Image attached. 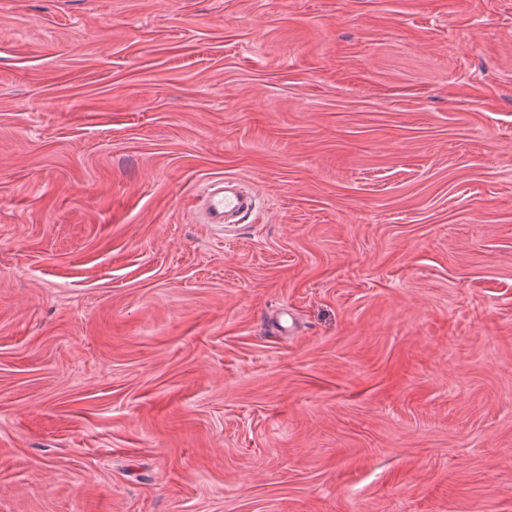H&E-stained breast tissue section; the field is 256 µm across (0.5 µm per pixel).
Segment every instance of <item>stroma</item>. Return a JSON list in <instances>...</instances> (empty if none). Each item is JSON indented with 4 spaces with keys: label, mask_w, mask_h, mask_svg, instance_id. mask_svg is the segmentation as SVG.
Segmentation results:
<instances>
[{
    "label": "stroma",
    "mask_w": 512,
    "mask_h": 512,
    "mask_svg": "<svg viewBox=\"0 0 512 512\" xmlns=\"http://www.w3.org/2000/svg\"><path fill=\"white\" fill-rule=\"evenodd\" d=\"M0 512H512V0H0ZM206 224H244L256 209L254 195L242 190L239 182L225 178L208 184L202 192Z\"/></svg>",
    "instance_id": "1"
}]
</instances>
